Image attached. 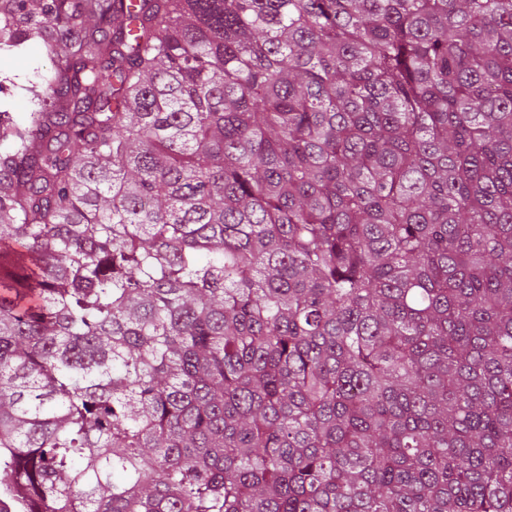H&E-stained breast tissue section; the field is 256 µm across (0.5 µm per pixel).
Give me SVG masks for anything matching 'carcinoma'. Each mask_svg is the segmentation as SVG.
<instances>
[{
    "label": "carcinoma",
    "mask_w": 512,
    "mask_h": 512,
    "mask_svg": "<svg viewBox=\"0 0 512 512\" xmlns=\"http://www.w3.org/2000/svg\"><path fill=\"white\" fill-rule=\"evenodd\" d=\"M35 9L0 512H512V0Z\"/></svg>",
    "instance_id": "carcinoma-1"
}]
</instances>
